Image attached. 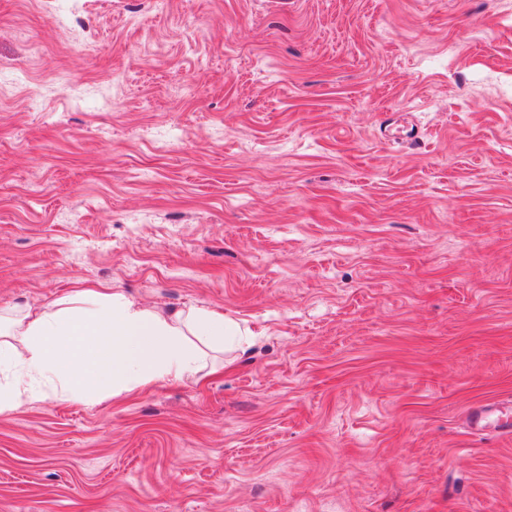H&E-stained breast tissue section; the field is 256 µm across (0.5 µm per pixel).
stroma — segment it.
<instances>
[{
  "instance_id": "1",
  "label": "stroma",
  "mask_w": 512,
  "mask_h": 512,
  "mask_svg": "<svg viewBox=\"0 0 512 512\" xmlns=\"http://www.w3.org/2000/svg\"><path fill=\"white\" fill-rule=\"evenodd\" d=\"M75 280L254 343L0 414V512H512V0H0V305ZM496 415L492 421L493 429L495 432L503 435H510L512 433V414L503 412L501 410L494 414H486L484 408H478L471 413V423L476 430H483L489 423V418Z\"/></svg>"
}]
</instances>
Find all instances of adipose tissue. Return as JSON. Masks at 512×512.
I'll use <instances>...</instances> for the list:
<instances>
[{
    "mask_svg": "<svg viewBox=\"0 0 512 512\" xmlns=\"http://www.w3.org/2000/svg\"><path fill=\"white\" fill-rule=\"evenodd\" d=\"M250 329L189 304L161 312L100 284L79 286L39 306L0 307V413L39 400L89 404L158 381H184L209 352H243Z\"/></svg>",
    "mask_w": 512,
    "mask_h": 512,
    "instance_id": "1",
    "label": "adipose tissue"
}]
</instances>
